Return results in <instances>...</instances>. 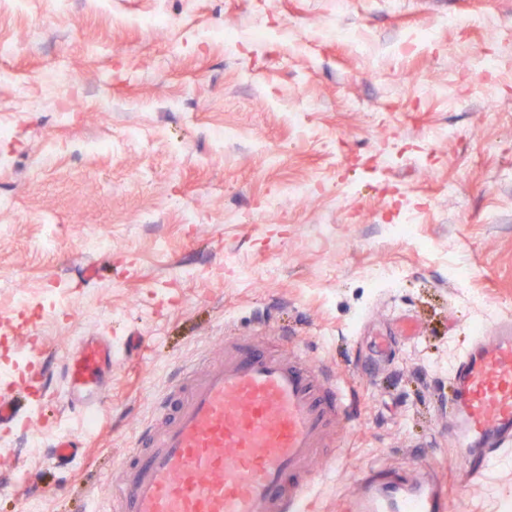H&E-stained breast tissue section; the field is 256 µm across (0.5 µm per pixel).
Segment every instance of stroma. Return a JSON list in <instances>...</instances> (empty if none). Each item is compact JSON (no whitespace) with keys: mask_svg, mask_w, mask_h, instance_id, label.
I'll list each match as a JSON object with an SVG mask.
<instances>
[{"mask_svg":"<svg viewBox=\"0 0 512 512\" xmlns=\"http://www.w3.org/2000/svg\"><path fill=\"white\" fill-rule=\"evenodd\" d=\"M165 12L167 28L140 15ZM466 34L412 33L448 16ZM225 52L210 26L249 32ZM512 0H0V98L11 138L0 139V366L51 362L41 408L17 396L20 418L0 427V512H84L112 507V480L182 366L202 368L228 336H272L301 346L343 379L355 417L315 464L311 512H339L379 463L430 468L448 488V512H502L512 502V450L466 481L445 429L448 364L476 317L448 279L449 262L477 265L490 320L512 318ZM368 38L358 53L339 30ZM496 56L478 78L461 51ZM66 61L88 91L60 118L27 107L26 82ZM497 109L485 111L486 100ZM386 108L389 122L371 112ZM236 127V140L212 130ZM144 128L146 141L125 138ZM452 127L454 139L439 138ZM110 140L88 154L86 143ZM395 144L392 167L370 163ZM316 181L303 199L291 184ZM280 196L267 212V195ZM420 210L422 244L387 232L406 206ZM107 247L86 249L84 238ZM374 263L406 270L397 287L369 290ZM60 288L70 307L19 314L16 292ZM112 314L117 363L99 422L85 431L61 395L62 365L79 337ZM35 321L44 342L25 348L12 325ZM140 337L141 357L124 353ZM390 337V350L377 346ZM54 427L85 452L62 465L27 433Z\"/></svg>","mask_w":512,"mask_h":512,"instance_id":"1","label":"stroma"}]
</instances>
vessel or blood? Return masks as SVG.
<instances>
[{"mask_svg": "<svg viewBox=\"0 0 512 512\" xmlns=\"http://www.w3.org/2000/svg\"><path fill=\"white\" fill-rule=\"evenodd\" d=\"M111 337L87 336L66 359L65 401L86 429L98 423L109 391ZM448 436L471 479L512 448V319L474 331L451 365ZM43 367L28 362L0 397V426L18 411L13 391L38 393ZM159 421L136 430L112 486V512H309L314 462L329 432L354 411L334 373L298 346L272 351L254 338L228 337L223 361L202 376L184 372L158 406ZM72 462L78 438L42 440ZM347 512H447L439 473L366 471Z\"/></svg>", "mask_w": 512, "mask_h": 512, "instance_id": "b4317fda", "label": "vessel or blood"}]
</instances>
